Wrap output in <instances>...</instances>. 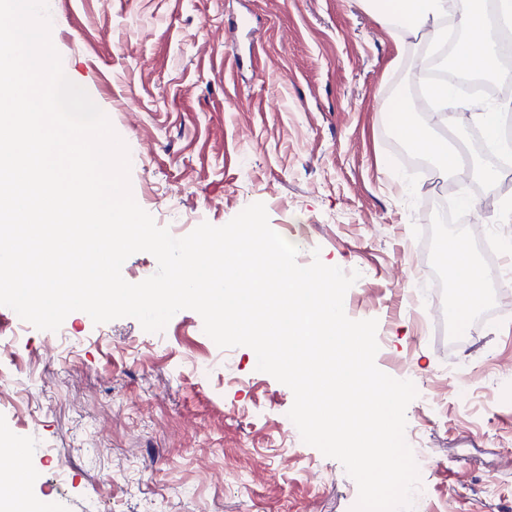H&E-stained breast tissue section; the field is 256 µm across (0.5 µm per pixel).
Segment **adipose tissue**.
<instances>
[{
  "instance_id": "adipose-tissue-1",
  "label": "adipose tissue",
  "mask_w": 512,
  "mask_h": 512,
  "mask_svg": "<svg viewBox=\"0 0 512 512\" xmlns=\"http://www.w3.org/2000/svg\"><path fill=\"white\" fill-rule=\"evenodd\" d=\"M360 3L381 18L400 47L406 45L408 38L418 35L426 36L432 47L446 43L445 22L459 17L466 36L459 45L457 60L460 70L465 72H496L488 51L492 29L501 24L512 26V0H360ZM398 124L412 149L426 152L438 168L450 176H458L455 152L447 142L427 139L415 109L400 106ZM448 270V285L454 290L448 312L456 317L466 316L479 304L483 282L462 240H454L450 246Z\"/></svg>"
}]
</instances>
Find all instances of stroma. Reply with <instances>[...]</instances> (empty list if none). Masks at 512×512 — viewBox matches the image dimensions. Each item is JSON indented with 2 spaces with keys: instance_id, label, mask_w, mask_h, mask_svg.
<instances>
[{
  "instance_id": "35a3bbf8",
  "label": "stroma",
  "mask_w": 512,
  "mask_h": 512,
  "mask_svg": "<svg viewBox=\"0 0 512 512\" xmlns=\"http://www.w3.org/2000/svg\"><path fill=\"white\" fill-rule=\"evenodd\" d=\"M67 78L125 142L139 206L174 237L263 203L306 266L359 272L344 297L378 322L377 367L412 381L413 512H512V189L410 165L395 125L423 45L397 51L357 0H48ZM455 210L434 221L437 191ZM465 238L484 277L472 315L446 313L444 248ZM0 306V426L41 454V512H352L356 482L285 418L291 389L246 346L218 347L192 310L149 333L70 313L18 330ZM207 363L199 372L198 363Z\"/></svg>"
}]
</instances>
